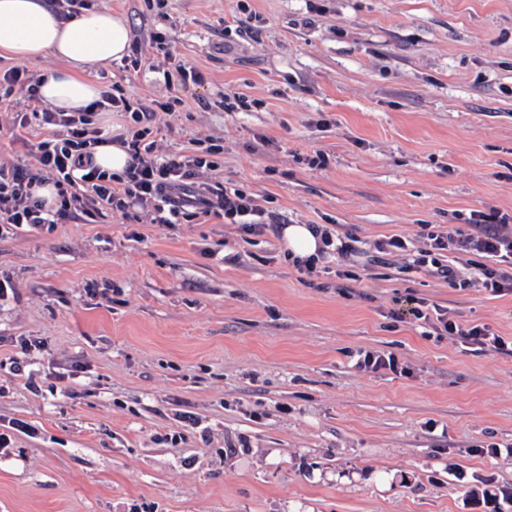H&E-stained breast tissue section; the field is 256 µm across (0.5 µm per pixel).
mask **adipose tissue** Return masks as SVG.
<instances>
[{"instance_id": "adipose-tissue-1", "label": "adipose tissue", "mask_w": 512, "mask_h": 512, "mask_svg": "<svg viewBox=\"0 0 512 512\" xmlns=\"http://www.w3.org/2000/svg\"><path fill=\"white\" fill-rule=\"evenodd\" d=\"M124 18L89 9L64 20L47 0H0V58L55 61L38 84L40 99L60 112H79L100 100L104 87L89 70L110 69L128 56Z\"/></svg>"}]
</instances>
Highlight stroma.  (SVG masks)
I'll return each mask as SVG.
<instances>
[{
    "label": "stroma",
    "mask_w": 512,
    "mask_h": 512,
    "mask_svg": "<svg viewBox=\"0 0 512 512\" xmlns=\"http://www.w3.org/2000/svg\"><path fill=\"white\" fill-rule=\"evenodd\" d=\"M91 5L122 12L141 59L98 81L136 108L181 98L167 150L218 140L214 181L353 232L362 280L301 275L280 239L215 217L0 234V512H512V355L409 313L512 338V293L363 258L423 224L512 216V0H251V28L237 0ZM159 31L205 85L159 78ZM25 113L0 90V162L31 168L51 129ZM362 349L406 374L361 371ZM425 304L426 302L424 301L418 303V306L411 309V314L417 320H423L425 323L430 324L431 328L435 331H444L448 336H462L469 340L471 344L479 346L482 350L508 352L512 354V341L510 340L508 344L503 337L492 332L488 326L476 324L464 328L459 321L450 316L448 311L434 307L433 311L435 313L436 323L431 319L430 313L428 312L430 309L425 306ZM422 307L427 308L423 309Z\"/></svg>",
    "instance_id": "1"
}]
</instances>
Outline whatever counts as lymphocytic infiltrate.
<instances>
[{
	"mask_svg": "<svg viewBox=\"0 0 512 512\" xmlns=\"http://www.w3.org/2000/svg\"><path fill=\"white\" fill-rule=\"evenodd\" d=\"M0 86L19 89L31 103L33 117L54 129L51 137L35 147V168L0 163L1 226L59 224L94 215L102 205L121 215L139 208L153 224H179L214 215L256 236L279 234L288 222L287 216L261 207L248 190L210 183V172L219 167L222 145L212 143L191 155L164 152L153 134L159 115L174 112V102L135 109L126 97L103 93L98 109L128 115L125 131L115 140L127 146L131 160L122 173L109 174L95 163L96 148L106 138L95 125L94 113L50 109L20 67L0 73ZM44 184L53 185L54 202L37 196V187ZM312 230L320 234L323 247L315 257L294 260L298 273L317 276L325 272L328 263L355 253L354 234L342 235L321 224L313 225ZM373 250L383 257H400V269L406 273L422 272L462 288L512 292V220L494 209L471 213L460 226L421 225L416 239L394 235L375 242ZM447 253L452 255V263H443ZM411 313L419 320L436 321L439 331L463 337L480 349L512 354V343L488 326L465 327L448 311L431 313L419 305Z\"/></svg>",
	"mask_w": 512,
	"mask_h": 512,
	"instance_id": "f902f5d3",
	"label": "lymphocytic infiltrate"
}]
</instances>
